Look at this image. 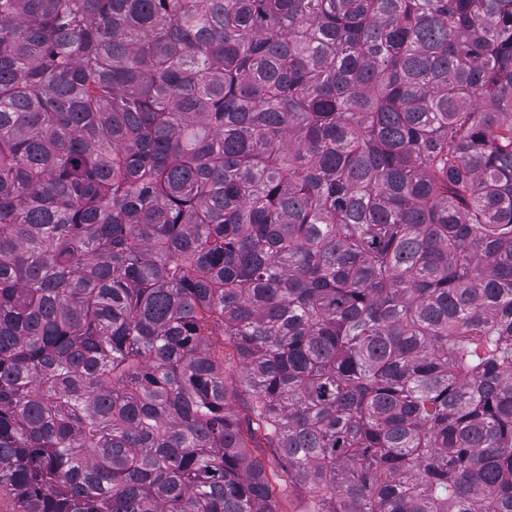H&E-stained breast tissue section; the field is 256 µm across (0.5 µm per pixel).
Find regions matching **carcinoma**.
I'll return each instance as SVG.
<instances>
[{"instance_id":"1","label":"carcinoma","mask_w":512,"mask_h":512,"mask_svg":"<svg viewBox=\"0 0 512 512\" xmlns=\"http://www.w3.org/2000/svg\"><path fill=\"white\" fill-rule=\"evenodd\" d=\"M0 490L512 512V0H0ZM224 369L227 377L229 402L232 404V408L243 417L245 413L244 405L248 403L251 392L241 379L240 365L231 356L224 364Z\"/></svg>"}]
</instances>
